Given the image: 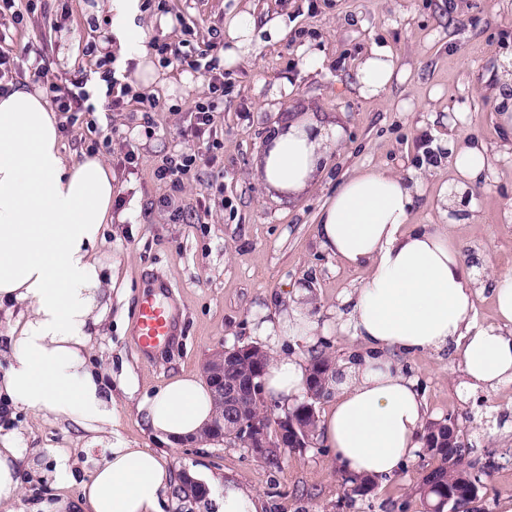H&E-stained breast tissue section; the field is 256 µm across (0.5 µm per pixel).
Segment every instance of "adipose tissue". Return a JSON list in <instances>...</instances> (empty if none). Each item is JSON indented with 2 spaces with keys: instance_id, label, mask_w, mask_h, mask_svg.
<instances>
[{
  "instance_id": "obj_1",
  "label": "adipose tissue",
  "mask_w": 512,
  "mask_h": 512,
  "mask_svg": "<svg viewBox=\"0 0 512 512\" xmlns=\"http://www.w3.org/2000/svg\"><path fill=\"white\" fill-rule=\"evenodd\" d=\"M139 12L140 0H112V36L119 57L137 59V77L152 93L168 81L144 30L128 26ZM289 31L287 16L261 21L230 6L225 66ZM401 76L391 46L373 43L358 67L357 93L380 97ZM343 144L338 125L307 112L287 117L258 156V179L266 191L296 198ZM441 145L454 171L438 196L444 224L412 221L424 171L403 175L378 165L343 178L320 214L322 249L368 272L338 310L341 331L358 339L364 353L340 366L335 400L319 423L322 442L354 476L394 475L422 446L427 408L400 357L449 348L465 388L493 392L512 384V272L500 274L491 290L497 322L477 324L476 285L452 244L454 227L478 222L473 190L488 182L497 157L484 142L460 135L442 138ZM112 194V170L101 157L75 161L62 152L59 118L40 92L19 88L0 97V304L19 311L1 332L0 408L73 422L89 432L87 447L106 451L80 498H50L29 512H160L173 484L161 455L111 442L112 398L83 356L108 310L111 288L96 248L113 221ZM307 296L305 287H294L289 307L256 331L270 355L265 392L288 402L306 392L307 362L283 351L282 343L319 330ZM138 411L154 435L172 442L200 436L215 403L205 380L181 376L145 398ZM21 459L20 449L0 440V512H15L21 500Z\"/></svg>"
}]
</instances>
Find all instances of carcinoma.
Wrapping results in <instances>:
<instances>
[{
    "label": "carcinoma",
    "mask_w": 512,
    "mask_h": 512,
    "mask_svg": "<svg viewBox=\"0 0 512 512\" xmlns=\"http://www.w3.org/2000/svg\"><path fill=\"white\" fill-rule=\"evenodd\" d=\"M267 364L266 353L258 348L238 361L231 370L235 375L247 376L258 367L266 368ZM308 365L312 372L324 375L322 380L316 382L315 391L317 397L323 398L327 394L325 384L332 378L335 359L325 350L315 351L310 355ZM421 440L426 451L418 454L421 459L419 468L423 483L432 485L430 499L433 501L463 490L465 477L471 476L480 482L490 477L495 468V464L491 462L480 465L465 460L468 449L460 444L459 427L452 417L426 422ZM375 486L374 479L358 480L344 472L341 473L340 487L343 490V498L350 507L367 497Z\"/></svg>",
    "instance_id": "1"
}]
</instances>
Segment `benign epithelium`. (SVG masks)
I'll list each match as a JSON object with an SVG mask.
<instances>
[{"mask_svg": "<svg viewBox=\"0 0 512 512\" xmlns=\"http://www.w3.org/2000/svg\"><path fill=\"white\" fill-rule=\"evenodd\" d=\"M251 345L235 346L233 348H220L209 355L204 365L205 376L210 383L214 397L220 407L227 409V413L217 420L211 421L205 435L213 442H221L224 437L238 435L241 442L248 448L251 454L261 457L267 455L274 448H286L288 442H293L297 448H305L310 442L309 436H301L302 427L297 417L302 414L315 413V407L304 401L292 409L284 411L279 417L280 428L278 439L269 438L265 426V417L268 410L277 407V404L269 400L263 391L261 371L257 370L250 376L247 383L238 379H225L224 369L227 363L248 356ZM249 400L257 404L255 415L246 419L240 411V404ZM178 489L181 498L194 501L206 498L209 489L204 482L191 474L190 470L183 469L179 473ZM446 499L441 498L435 504H427V512H470L474 507V495L455 502L454 507L444 510Z\"/></svg>", "mask_w": 512, "mask_h": 512, "instance_id": "benign-epithelium-1", "label": "benign epithelium"}]
</instances>
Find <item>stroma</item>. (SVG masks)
Instances as JSON below:
<instances>
[{"mask_svg": "<svg viewBox=\"0 0 512 512\" xmlns=\"http://www.w3.org/2000/svg\"><path fill=\"white\" fill-rule=\"evenodd\" d=\"M257 18L283 14L292 25L288 37L265 46L246 62L225 70L224 97L214 112L219 143L209 151L183 140L180 129L190 110L206 97L204 73L167 66L174 85L156 95L157 106L145 110L129 102L114 112L80 115L60 135L63 153L79 160L87 155L96 129H112L109 147L100 148L112 169L115 195L125 200V220L109 225L99 253L112 278V297L104 329L93 342L91 357L112 393V440L127 448L163 454L172 471L182 468L210 474L256 491L262 512H423L419 463L409 462L396 476L378 481L373 492L347 508L339 503L340 468L324 443L305 452L282 451L279 465L258 460L240 443L169 445L144 426L138 404L173 378L202 374L217 348L258 343L254 325L287 305L294 286L306 285L321 330L314 342L296 338L289 350L306 357L329 349L342 362L359 343L341 332L335 308L341 296L359 287L365 270L337 262L321 249L318 215L335 193L343 174L363 163L397 171L427 168L430 175L414 221L438 223V194L450 177L445 153L433 147L447 133L478 137L501 151L512 141L498 125L496 109L483 90L503 56L512 54V0H249ZM110 0H15L0 9V31L8 38L0 49L16 57L13 83L39 89L33 63L46 78L66 86L94 73L112 39ZM23 21H15V13ZM136 26L148 37L171 44L187 55L214 42L222 57L224 0H144ZM386 41L399 57L402 80L381 98L365 99L354 90L361 56L372 41ZM311 44L327 60L314 74L301 68L298 49ZM191 87H184L183 78ZM288 83L293 92L279 101L268 98L273 84ZM413 104V111L401 108ZM312 112L341 126L346 142L324 176L300 199L267 195L256 178L258 154L276 122ZM138 156L126 164L128 151ZM182 152L215 153L214 164L198 163L179 187L156 180L164 157ZM223 185V193L212 185ZM170 196L185 218L170 221L159 204ZM205 208H198V199ZM485 216L480 224H460L455 243L467 269L476 273L480 291L476 321L492 323L495 309L488 290L497 273L512 271V223L503 216L512 202V155H503L497 175L478 192ZM163 293L176 333L172 345L155 353L137 349L133 336L136 307L155 281ZM401 363L420 381L427 416L455 417L472 456L494 454L498 466L480 491L485 512H499L503 495H512V385L494 393L464 392L461 373L448 354H417ZM0 435L11 436L28 466L23 472L24 504L46 497L81 495L79 481L88 476L104 451H83V431L47 413L15 409L0 417ZM68 451L74 480L57 476L54 457Z\"/></svg>", "mask_w": 512, "mask_h": 512, "instance_id": "obj_1", "label": "stroma"}]
</instances>
